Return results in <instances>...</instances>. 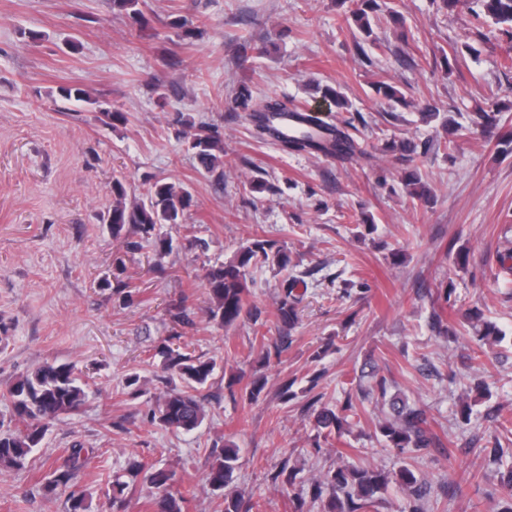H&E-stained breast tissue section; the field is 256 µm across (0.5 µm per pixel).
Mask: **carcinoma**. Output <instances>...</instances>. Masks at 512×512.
Segmentation results:
<instances>
[{
    "mask_svg": "<svg viewBox=\"0 0 512 512\" xmlns=\"http://www.w3.org/2000/svg\"><path fill=\"white\" fill-rule=\"evenodd\" d=\"M483 15L496 29H512V0H475ZM113 11L124 14L134 23L143 20L142 0H110ZM377 0H361L360 7L352 12L359 34L364 39L373 35L370 14L377 11ZM376 93L390 106L408 105L404 93L383 81L376 85ZM322 101L328 111L348 109L349 102L339 92L326 89ZM235 103L245 112L255 134L261 139L270 138L279 143L285 151L315 152L326 157L371 158L353 135L356 127L343 120L338 124H323L310 114L297 112L286 99L267 96L253 98L251 92L242 89L236 93ZM293 114L297 117L296 131L282 135L270 122L274 116ZM188 149L192 151L199 165L215 176L217 183L224 182V142L219 127L202 123L188 134ZM386 150L409 157L418 152L427 153L428 147H420L410 139L387 142ZM409 195L426 199L429 189L422 182V175L413 171L405 181ZM113 204L102 215V222L110 225L112 237L124 241L126 252L142 249V243H151L160 252L172 250V240L160 235L165 224H183L191 203V194L182 187L157 180L150 184L143 197L132 205L126 204L127 183L115 177L112 180ZM292 260L288 249L275 243L256 239L245 246L234 259L213 266L206 273V286L210 299L208 317L213 323L224 327L234 324L241 317L249 294L246 270L251 265H269L286 270ZM298 279L285 278L280 284L276 312L282 329L291 331L296 325L301 303L296 292ZM173 323L178 326L193 324L190 310L183 304L169 309ZM157 355L162 359L169 380L179 379L181 387H174L156 398L151 408V420L159 425L183 431L199 427L206 410L198 397L202 388L213 375L216 362L202 361L170 345L161 348ZM371 392L388 405L389 412L378 426V433L386 447L398 455H409L427 448H437L439 438L429 429L427 412L424 408L411 405L403 398L388 396L387 381H375ZM6 398L10 401L14 416L23 423L18 432H0V465L22 470L26 468L31 455L45 439L47 423L61 414L78 411L87 398L85 383L68 363L45 361L30 373L19 376L9 387ZM357 416L352 403L341 411L323 407L314 413L318 434L340 430L347 423L348 416ZM94 449L74 446L67 450L61 463L52 465L42 483L43 495L56 496L68 492L66 512H88V495L80 488L84 470L93 458ZM240 448L232 441L223 444L214 441L210 452L211 462L206 473V484L214 492H223L233 481L237 469ZM126 474L132 480H143L157 490L151 498L152 512H185L186 498L174 497L167 488L175 480V472L168 468L148 465L143 460L132 458L128 461ZM398 490L403 498L401 512H428L429 491L426 483L409 465L404 464L390 473L382 470L341 464L311 482L308 493L323 504V512H371L375 504L383 499L389 489ZM132 484L117 477L108 483L103 492L105 499L101 512H127L131 503Z\"/></svg>",
    "mask_w": 512,
    "mask_h": 512,
    "instance_id": "cac0c4a2",
    "label": "carcinoma"
}]
</instances>
